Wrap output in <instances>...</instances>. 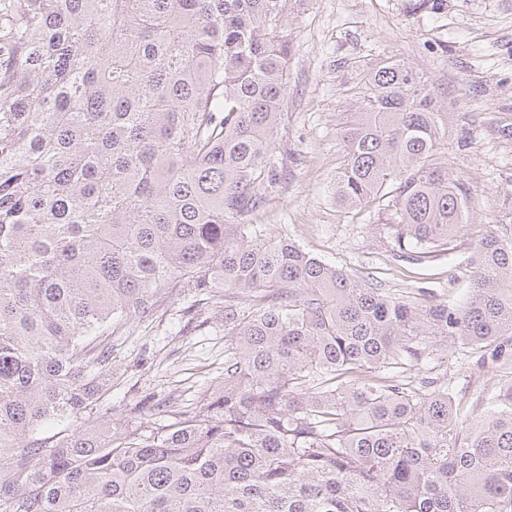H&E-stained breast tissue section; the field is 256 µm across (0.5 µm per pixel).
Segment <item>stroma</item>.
<instances>
[{
  "instance_id": "stroma-1",
  "label": "stroma",
  "mask_w": 512,
  "mask_h": 512,
  "mask_svg": "<svg viewBox=\"0 0 512 512\" xmlns=\"http://www.w3.org/2000/svg\"><path fill=\"white\" fill-rule=\"evenodd\" d=\"M306 0L291 14L284 119L275 139L276 183L252 221L315 257L419 306L462 305L472 288L475 245L512 240V0ZM399 60L438 86L454 114L448 173L465 198L462 229L447 242L400 253L394 217L336 201L343 126L366 73ZM112 388L99 420L166 424L162 405L198 407L224 382L220 308L195 293L168 299L131 320L109 342ZM462 413L484 412L512 378V361L483 359L457 345L436 349Z\"/></svg>"
}]
</instances>
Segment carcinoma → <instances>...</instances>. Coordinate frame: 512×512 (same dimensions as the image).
<instances>
[{
	"label": "carcinoma",
	"instance_id": "cac0c4a2",
	"mask_svg": "<svg viewBox=\"0 0 512 512\" xmlns=\"http://www.w3.org/2000/svg\"><path fill=\"white\" fill-rule=\"evenodd\" d=\"M302 2L0 0V512H512V382L471 421L412 376L450 341L512 355V242L422 309L250 223ZM441 98L385 61L343 130L336 201L401 250L462 228ZM185 289L224 300V384L161 427L86 419L98 339Z\"/></svg>",
	"mask_w": 512,
	"mask_h": 512
}]
</instances>
